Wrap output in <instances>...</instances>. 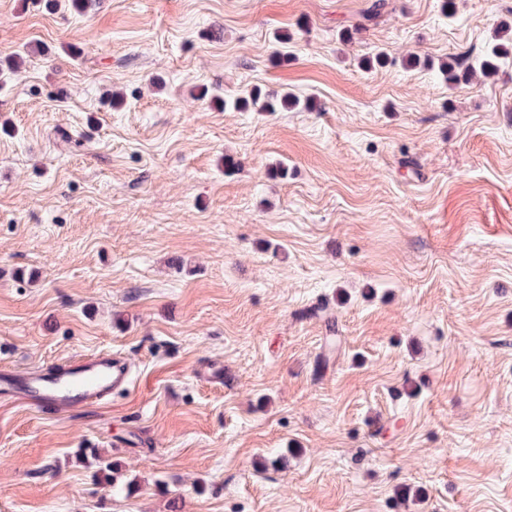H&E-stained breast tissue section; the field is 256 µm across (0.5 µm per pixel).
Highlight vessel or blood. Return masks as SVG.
Instances as JSON below:
<instances>
[{
	"label": "vessel or blood",
	"instance_id": "obj_1",
	"mask_svg": "<svg viewBox=\"0 0 512 512\" xmlns=\"http://www.w3.org/2000/svg\"><path fill=\"white\" fill-rule=\"evenodd\" d=\"M129 380L130 370L123 360L98 353L85 357L77 366L55 364L45 373L28 377L1 373L0 396L48 402L63 413L81 403L103 399Z\"/></svg>",
	"mask_w": 512,
	"mask_h": 512
}]
</instances>
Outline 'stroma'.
I'll list each match as a JSON object with an SVG mask.
<instances>
[{"label": "stroma", "instance_id": "1", "mask_svg": "<svg viewBox=\"0 0 512 512\" xmlns=\"http://www.w3.org/2000/svg\"><path fill=\"white\" fill-rule=\"evenodd\" d=\"M386 2L0 0V371L131 368L0 398V512H512V0ZM508 61L512 62V37L508 27L505 26L486 53L461 73L470 75L479 73L485 78H490L498 74L501 66ZM299 100L292 94L285 93L280 98L269 99L262 95L261 91L254 90L248 96L238 98L233 106L239 109H252L256 112L288 111L298 106ZM74 371L70 365L52 364L45 373L17 377L2 371L0 396L49 402L58 413L77 405L101 400L130 380L128 365L108 353L85 357Z\"/></svg>", "mask_w": 512, "mask_h": 512}]
</instances>
